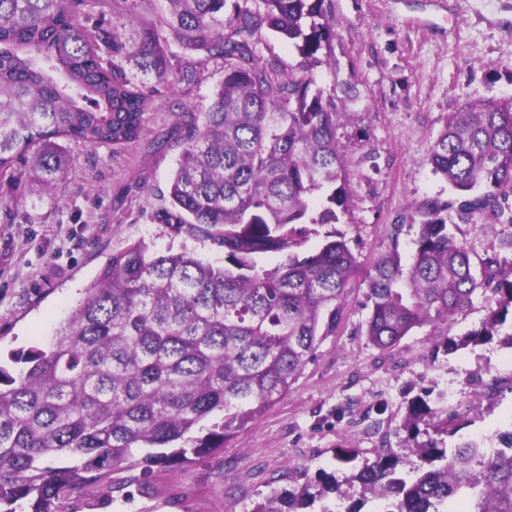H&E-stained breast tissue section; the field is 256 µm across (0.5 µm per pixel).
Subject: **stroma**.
<instances>
[{
  "mask_svg": "<svg viewBox=\"0 0 512 512\" xmlns=\"http://www.w3.org/2000/svg\"><path fill=\"white\" fill-rule=\"evenodd\" d=\"M336 37L305 67L281 39L260 32L257 51L283 74H312L317 88L341 93L337 137L344 149L349 209L340 218L363 272L378 256L410 259L411 219L425 201L448 205V227L473 261L499 251L501 231L480 218L461 219V198L435 175L431 148L448 115L467 100L512 97V0H326ZM191 85L157 97L139 140L113 149L59 139L67 160L52 195L41 175L0 172V350L46 341L95 281L113 250L145 240L154 249L181 237L155 215L168 205V181L179 144L153 150L174 132L171 100L207 111L224 65L206 61ZM351 96H343V89ZM361 276L346 289L335 335L324 339L302 374L273 406L246 423L223 447L176 467L156 468L148 488L115 468L128 486L108 507L98 489L77 495L79 512H252L273 490L301 487L320 473L335 475L345 493L336 512L362 503L350 483L381 443L401 447L408 403L440 395L438 419L458 414L459 438L512 430V347L499 341L447 351L431 326L412 329L381 350L366 336L369 309ZM356 452L355 460L342 456Z\"/></svg>",
  "mask_w": 512,
  "mask_h": 512,
  "instance_id": "stroma-1",
  "label": "stroma"
}]
</instances>
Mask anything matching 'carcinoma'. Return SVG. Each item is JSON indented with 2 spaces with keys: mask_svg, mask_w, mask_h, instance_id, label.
<instances>
[{
  "mask_svg": "<svg viewBox=\"0 0 512 512\" xmlns=\"http://www.w3.org/2000/svg\"><path fill=\"white\" fill-rule=\"evenodd\" d=\"M167 0L164 23L187 52L179 65L137 0H112V29L89 27L92 0H0V170L31 164L50 195L66 165L56 139L122 147L140 137L161 89L198 80L197 65L224 62L208 111L177 113L182 146L170 207L158 215L178 235L224 249L214 266L183 245L154 251L143 240L112 251L86 297L51 339L0 364V512H68L81 489L112 470L185 463L224 442L288 391L317 346L336 334L346 288L361 263L345 236L326 232L304 254L307 225L340 223L349 204L336 138V95L313 76L285 77L263 61L261 29L308 62L335 31L325 0ZM433 172L465 199L464 219L499 220L498 191L512 186V98L466 101L435 141ZM448 204L418 210L409 268L398 252L365 277L368 341L382 350L413 328L449 332L477 293L494 304L482 325L448 337L447 350L488 343L512 316L507 258L476 274L448 230ZM266 254L281 261L259 265ZM436 415L411 400L405 448H380L351 475L385 512H512L511 452L475 440L447 447L460 426H435L418 443V422ZM219 421L207 428L204 421ZM419 461L416 476L401 467ZM340 484L275 490L252 512H304Z\"/></svg>",
  "mask_w": 512,
  "mask_h": 512,
  "instance_id": "1",
  "label": "carcinoma"
}]
</instances>
